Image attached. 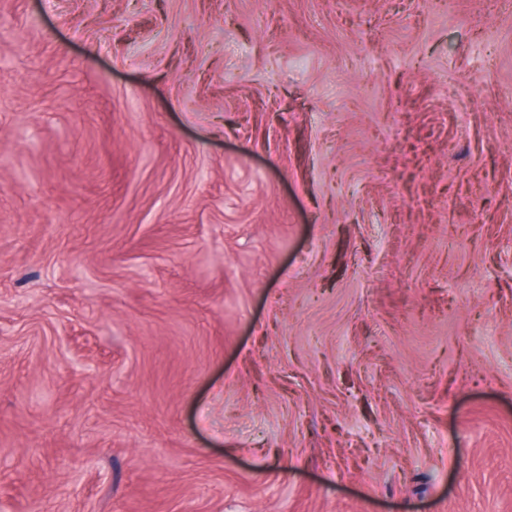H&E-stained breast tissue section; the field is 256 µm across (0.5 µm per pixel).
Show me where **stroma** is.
Segmentation results:
<instances>
[{"mask_svg":"<svg viewBox=\"0 0 512 512\" xmlns=\"http://www.w3.org/2000/svg\"><path fill=\"white\" fill-rule=\"evenodd\" d=\"M512 512V0H0V512Z\"/></svg>","mask_w":512,"mask_h":512,"instance_id":"1","label":"stroma"}]
</instances>
